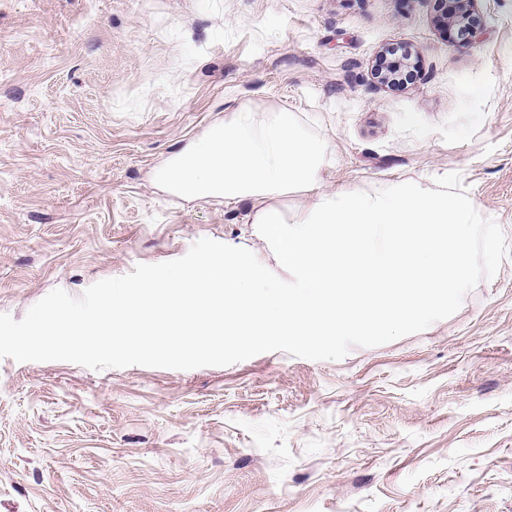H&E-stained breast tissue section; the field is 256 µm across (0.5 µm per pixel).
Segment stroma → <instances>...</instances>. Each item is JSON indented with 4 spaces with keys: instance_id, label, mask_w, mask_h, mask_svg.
Wrapping results in <instances>:
<instances>
[{
    "instance_id": "obj_1",
    "label": "stroma",
    "mask_w": 512,
    "mask_h": 512,
    "mask_svg": "<svg viewBox=\"0 0 512 512\" xmlns=\"http://www.w3.org/2000/svg\"><path fill=\"white\" fill-rule=\"evenodd\" d=\"M0 0V313L210 238L244 205L153 171L243 105L328 142L321 189L457 172L512 245V0ZM411 84L380 83L392 46ZM0 512H512V257L449 318L339 360L95 371L0 357ZM478 0H454L453 3L461 4L462 10L455 13L451 19V27L456 35L450 34L452 42L464 47L476 38L479 24L475 17V5Z\"/></svg>"
}]
</instances>
